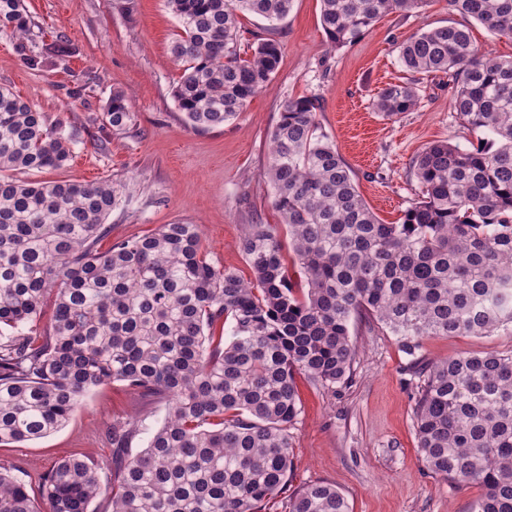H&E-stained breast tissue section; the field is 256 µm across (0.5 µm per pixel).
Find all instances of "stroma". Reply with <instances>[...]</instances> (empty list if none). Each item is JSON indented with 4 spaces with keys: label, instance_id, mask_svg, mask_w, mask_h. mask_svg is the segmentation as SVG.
Segmentation results:
<instances>
[{
    "label": "stroma",
    "instance_id": "35a3bbf8",
    "mask_svg": "<svg viewBox=\"0 0 512 512\" xmlns=\"http://www.w3.org/2000/svg\"><path fill=\"white\" fill-rule=\"evenodd\" d=\"M35 21L29 45L41 51L65 37L72 54L41 70L23 65L12 38L0 34V86L10 88L48 117L66 113L78 132L73 158L59 179L125 184L99 249L162 225H199L208 257L243 278L252 272L241 249L247 225L282 222L265 171L270 135L283 103L317 97L316 119L351 169L358 190L378 219L399 223L414 202L418 182L412 162L429 143L468 148L476 138L454 110L448 78L422 79L415 110L389 119L373 101L387 84L404 80L396 45L426 29L461 22L446 0L423 11H392L357 41L332 49L320 22L319 0H294L288 17L272 23L241 18L243 30L275 39L278 69L245 112L210 130L193 129L179 112L173 90L182 65L169 52L179 29L165 0H24ZM91 92L71 98L75 79ZM124 92L133 121L115 133L100 126L113 91ZM357 346L352 382L331 393L299 379L302 412L292 430L289 490L324 482L348 500L352 512H477L482 488L451 484L428 471L416 452L413 428L415 380L391 333L373 320L352 323ZM512 350V333L434 336L423 354L440 360L464 353ZM166 411L123 383L89 391L60 430L12 447H0V467L36 481L59 460L79 453L108 462L106 428L117 418L135 420L132 451L146 447Z\"/></svg>",
    "mask_w": 512,
    "mask_h": 512
}]
</instances>
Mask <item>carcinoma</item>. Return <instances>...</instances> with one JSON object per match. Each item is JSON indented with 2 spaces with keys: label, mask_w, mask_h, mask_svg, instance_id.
<instances>
[{
  "label": "carcinoma",
  "mask_w": 512,
  "mask_h": 512,
  "mask_svg": "<svg viewBox=\"0 0 512 512\" xmlns=\"http://www.w3.org/2000/svg\"><path fill=\"white\" fill-rule=\"evenodd\" d=\"M294 0H166L183 63L174 90L195 129L224 126L266 87L278 43L241 49V14L285 19ZM335 48L358 40L385 13H415L431 0H320ZM448 6L512 39V0H448ZM34 25L23 0H0V34L16 40L31 69L71 54L57 37L28 45ZM410 73L448 75L454 109L478 145L426 146L413 161L421 198L399 224L381 223L316 121L318 99L282 105L266 175L284 227L249 224L241 240L253 278L207 259L199 226L96 248L123 186L112 181H22L0 176V446L62 428L92 388L122 382L167 403L146 448L138 426L109 427L115 467L105 512H264L292 469L291 429L301 413L296 378L336 391L356 350L350 324L372 317L410 357L417 394L413 426L424 466L451 483L483 488L478 512H512V352L431 361L430 336L512 332V58H490L464 25L434 27L397 45ZM412 81L390 83L375 111L413 110ZM112 92L105 126L132 124ZM76 130L0 87V173L64 169ZM306 288L297 295L283 255ZM54 298L50 327L40 331ZM229 328V338L216 331ZM101 464L72 456L39 478V496L0 467V512H96ZM284 512H351L326 483L308 484Z\"/></svg>",
  "instance_id": "1"
}]
</instances>
